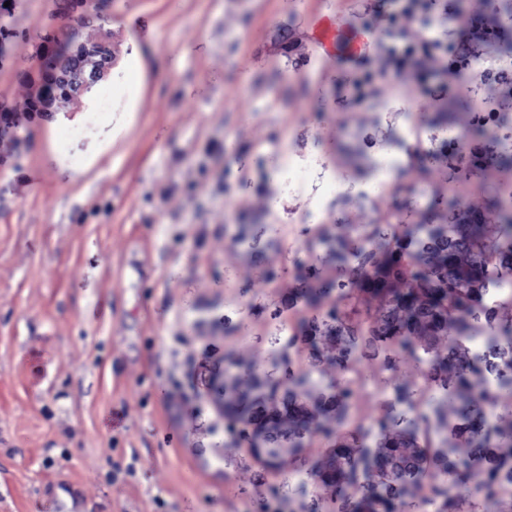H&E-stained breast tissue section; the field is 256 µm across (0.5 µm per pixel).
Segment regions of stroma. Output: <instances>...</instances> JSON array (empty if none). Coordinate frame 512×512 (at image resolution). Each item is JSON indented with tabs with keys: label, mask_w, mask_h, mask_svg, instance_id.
<instances>
[{
	"label": "stroma",
	"mask_w": 512,
	"mask_h": 512,
	"mask_svg": "<svg viewBox=\"0 0 512 512\" xmlns=\"http://www.w3.org/2000/svg\"><path fill=\"white\" fill-rule=\"evenodd\" d=\"M425 3L415 18L402 0H15L0 13V110L46 90L70 44L103 38L114 53L79 110L0 134V512H340L309 475L331 441L267 467L235 443L213 382L243 360L271 385L311 372L319 395L349 372L354 426L406 414L396 385L423 389L424 352L337 336L333 295L296 298L358 263L321 231L391 212L444 224L452 195L493 224L512 190V78L489 74L512 59V0H469L492 25L469 41L441 23L459 0ZM318 15L373 33L372 69L385 28L411 41L431 29L454 71L425 91L379 79L352 100L339 84L353 65L309 44ZM136 52L150 67L132 87L122 62ZM104 99L110 113L90 121ZM488 116L493 137L461 145ZM116 462L133 475L111 479Z\"/></svg>",
	"instance_id": "stroma-1"
}]
</instances>
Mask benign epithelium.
I'll return each instance as SVG.
<instances>
[{"mask_svg":"<svg viewBox=\"0 0 512 512\" xmlns=\"http://www.w3.org/2000/svg\"><path fill=\"white\" fill-rule=\"evenodd\" d=\"M112 64L110 45L102 40H89L60 53L54 60V87L59 94L52 95L76 106L108 72Z\"/></svg>","mask_w":512,"mask_h":512,"instance_id":"benign-epithelium-1","label":"benign epithelium"}]
</instances>
